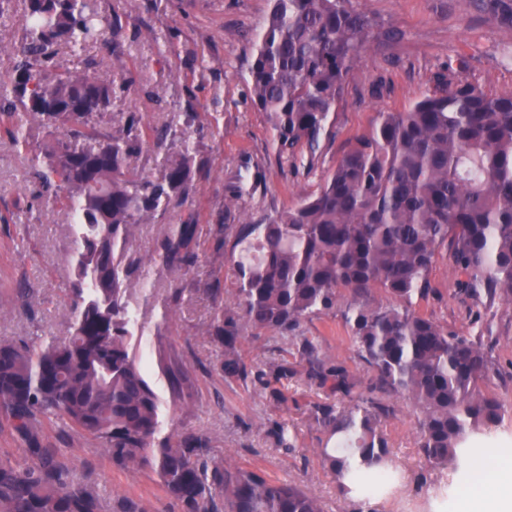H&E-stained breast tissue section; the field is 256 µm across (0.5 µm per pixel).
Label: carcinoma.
I'll return each mask as SVG.
<instances>
[{"label":"carcinoma","instance_id":"cac0c4a2","mask_svg":"<svg viewBox=\"0 0 512 512\" xmlns=\"http://www.w3.org/2000/svg\"><path fill=\"white\" fill-rule=\"evenodd\" d=\"M256 34L249 93L265 113L283 153L314 147L363 50L372 23L350 0H270ZM24 24L8 79L0 82V131L25 151L41 188L79 226L73 256L74 319L70 334L39 350L0 339V416L21 441L24 461L0 462V512H99V500L76 481L58 448L45 446L42 424L62 421L100 440L121 469H148L182 512H323L298 486L243 465L214 462L205 441L187 435L154 442L160 407L131 355L133 325L126 284L139 274L128 255L132 229L180 206L193 192L196 161L188 130L151 126L127 112L113 132L98 126L116 85L89 62L53 65L62 46L85 47L112 34L119 16L98 0H23ZM477 7L512 24V0ZM52 127L63 139L29 151L32 129ZM163 154L146 174L129 160L143 145ZM224 242L247 245L257 258L236 263L237 309H224L209 336L224 345V376L245 381L248 336L298 343L311 387L348 399L310 403L325 435L323 456L342 494L387 495L397 479L383 422L387 398L418 411V445L435 467L475 464L481 437L506 406L483 385L494 372L474 337L450 331L406 307L428 287L443 245L471 295L512 297V93L492 95L462 78H438L434 91L404 112H381L372 131L345 151L317 192L256 224H223ZM197 224H171L160 243L167 266L193 258ZM390 301L371 306V290ZM356 302L345 313L366 390L318 344L297 335L301 323L336 308L340 291ZM277 445L295 448L287 425L271 429Z\"/></svg>","mask_w":512,"mask_h":512}]
</instances>
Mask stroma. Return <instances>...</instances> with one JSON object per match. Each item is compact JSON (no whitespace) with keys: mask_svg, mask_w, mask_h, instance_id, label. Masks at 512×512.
<instances>
[{"mask_svg":"<svg viewBox=\"0 0 512 512\" xmlns=\"http://www.w3.org/2000/svg\"><path fill=\"white\" fill-rule=\"evenodd\" d=\"M374 26L353 63L316 148L280 153L263 112L249 99L252 43L269 0H100L102 11L119 15L122 49L95 44L85 53L59 48L60 67L89 57L105 78L126 82L99 117L101 130L118 129L122 113H142L155 126H181L197 113L193 141L204 170L179 208L137 225L131 256L149 274L131 280L126 296L138 316L131 352L160 402L159 438L201 436L215 459L247 464L267 477L299 486L317 497L325 512H454L437 500L433 485L458 492L470 476L466 465L432 467L418 448L413 405L392 398L394 415L383 425L401 479L393 495L354 498L340 493L321 455L325 436L308 417L319 396L303 376L278 382L287 403L270 401L254 381L277 358L280 343L247 338L246 381L224 377V349L208 331L223 309L235 307L238 252L225 247L223 224L258 221L316 192L349 144L368 134L378 113L408 110L436 85L439 75L462 74L492 94L512 92V26L480 11L476 0H351ZM195 221L201 246L195 259L168 267L158 258L167 225ZM79 243L66 212L38 197L27 180L26 160L8 137H0V337L35 347L68 336L72 323L71 260ZM459 272L440 251L429 274V291L413 296V310L453 331L475 336L493 359L491 393L512 405V301L460 291ZM179 302H171L173 291ZM342 292L333 311L302 323V335L318 341L331 362L359 380L367 371L358 359L343 312ZM183 373L185 398L171 387V365ZM287 422L298 435L288 451L270 435ZM44 441L62 449L77 479L94 489L101 512L125 499L144 512H181L147 470L114 467L103 445L62 423L44 431Z\"/></svg>","mask_w":512,"mask_h":512,"instance_id":"1","label":"stroma"}]
</instances>
